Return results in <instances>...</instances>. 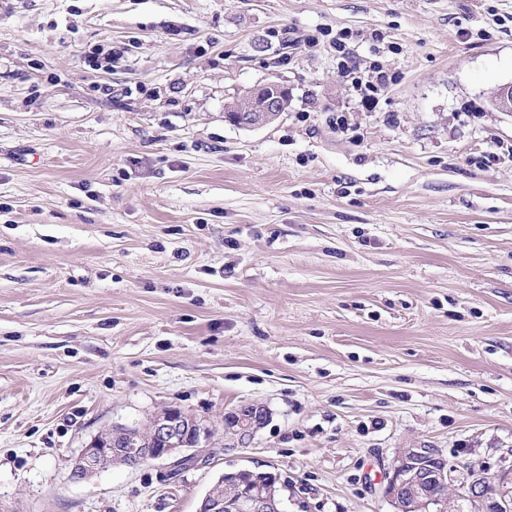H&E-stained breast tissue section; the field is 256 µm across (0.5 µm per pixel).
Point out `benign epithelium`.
<instances>
[{"label": "benign epithelium", "mask_w": 512, "mask_h": 512, "mask_svg": "<svg viewBox=\"0 0 512 512\" xmlns=\"http://www.w3.org/2000/svg\"><path fill=\"white\" fill-rule=\"evenodd\" d=\"M289 88L279 83L245 89L224 108L226 112L238 113L236 123L242 128H258L278 120L283 112L284 96ZM268 421L267 409L254 402H247L224 414V451L244 450ZM210 421L187 414L178 408H170L153 418L143 443L138 445L134 435L116 433L112 442L95 439L91 441L72 464L70 477L78 482L85 480L101 469L103 464H119L129 454L141 456L146 461H168L173 467L193 466L203 461L204 447L210 441ZM165 439V448L150 447L151 439ZM426 456H441L438 448H405L401 452V464L388 476L382 491L398 512H444L443 496L439 488L455 479L453 466L442 469H426L419 459ZM485 480L479 471L470 473V482L461 497L473 502L477 510L483 507L484 498L479 488ZM233 512H285L283 500L277 497V488L271 486L248 492L236 491L229 499L207 494L199 512H224V505Z\"/></svg>", "instance_id": "benign-epithelium-1"}]
</instances>
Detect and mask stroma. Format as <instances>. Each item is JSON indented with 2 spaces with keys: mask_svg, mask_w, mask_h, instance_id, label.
Wrapping results in <instances>:
<instances>
[{
  "mask_svg": "<svg viewBox=\"0 0 512 512\" xmlns=\"http://www.w3.org/2000/svg\"><path fill=\"white\" fill-rule=\"evenodd\" d=\"M269 81L279 120H225ZM509 82L512 0H0V512H198L244 467L285 512H395L406 448L512 497ZM245 402L250 448L69 478ZM345 39L346 36L341 34L339 37H336L335 40V48L339 59H341L340 64L343 67V73L345 77L351 78V86L361 95V102L370 106L374 103L378 93L387 86L389 80L388 74L384 70L383 65L374 63L370 66L366 79L360 76H351L356 73V66L354 64L349 66L352 60L349 49L344 41ZM212 428L209 420L187 414L178 408L167 409L150 421L148 433L142 437V444L135 446V435L128 432H117L112 437V443L99 438L91 441L73 462L70 477L76 482L85 480L100 470L103 464H119L129 454L139 455L145 461H170L173 467L196 465L205 458L204 447L210 441L208 433ZM192 430L197 432L196 445L179 448L181 442L178 437ZM153 438L169 440L168 446L149 448ZM136 455L128 456L125 465L137 467L145 463ZM242 471L248 472V469H240L239 470V472H242ZM250 471L251 472H248V473H238L236 478L229 477V476L225 475L224 476V495L226 494L225 490L233 489L236 486V484H237V486L240 484V486L243 488L246 485L254 487L256 482H259L264 487H267L270 484V481H272V483L279 481V477H278V480H274V479L272 480V477L267 475V472L254 471V470H250Z\"/></svg>",
  "mask_w": 512,
  "mask_h": 512,
  "instance_id": "35a3bbf8",
  "label": "stroma"
}]
</instances>
